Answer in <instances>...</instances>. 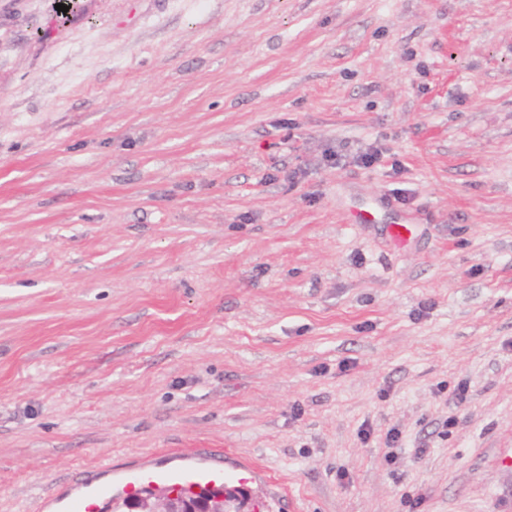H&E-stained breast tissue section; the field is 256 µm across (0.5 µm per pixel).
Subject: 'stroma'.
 I'll return each instance as SVG.
<instances>
[{
    "label": "stroma",
    "instance_id": "stroma-1",
    "mask_svg": "<svg viewBox=\"0 0 512 512\" xmlns=\"http://www.w3.org/2000/svg\"><path fill=\"white\" fill-rule=\"evenodd\" d=\"M194 448L512 512V0H0V512Z\"/></svg>",
    "mask_w": 512,
    "mask_h": 512
}]
</instances>
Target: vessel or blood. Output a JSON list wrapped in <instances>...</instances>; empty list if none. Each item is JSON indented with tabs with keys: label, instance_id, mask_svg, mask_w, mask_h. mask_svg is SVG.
Returning a JSON list of instances; mask_svg holds the SVG:
<instances>
[{
	"label": "vessel or blood",
	"instance_id": "vessel-or-blood-1",
	"mask_svg": "<svg viewBox=\"0 0 512 512\" xmlns=\"http://www.w3.org/2000/svg\"><path fill=\"white\" fill-rule=\"evenodd\" d=\"M260 481L255 464L222 457L211 448H197L187 454L106 464L47 499L44 506L47 512H111L127 498L147 490L233 491Z\"/></svg>",
	"mask_w": 512,
	"mask_h": 512
}]
</instances>
